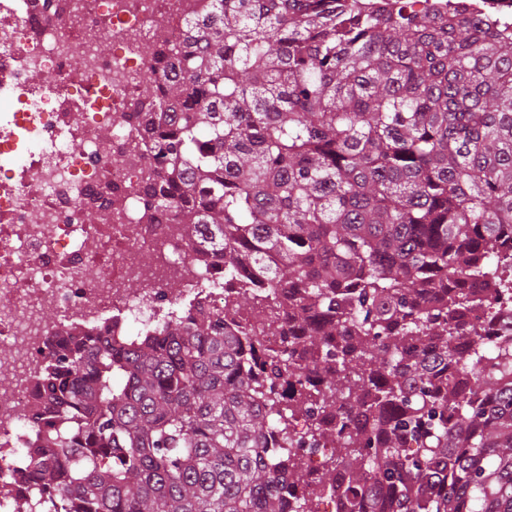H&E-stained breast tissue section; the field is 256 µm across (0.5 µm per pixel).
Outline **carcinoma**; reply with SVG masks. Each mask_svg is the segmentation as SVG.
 I'll list each match as a JSON object with an SVG mask.
<instances>
[{
    "label": "carcinoma",
    "instance_id": "cac0c4a2",
    "mask_svg": "<svg viewBox=\"0 0 512 512\" xmlns=\"http://www.w3.org/2000/svg\"><path fill=\"white\" fill-rule=\"evenodd\" d=\"M447 2L206 0L152 45L142 218L174 212L250 320L59 337L17 512H311L324 440L340 512H512V318L481 325L512 302V18ZM284 317L263 384L246 341Z\"/></svg>",
    "mask_w": 512,
    "mask_h": 512
}]
</instances>
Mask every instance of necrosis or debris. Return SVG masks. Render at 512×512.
Masks as SVG:
<instances>
[{
	"mask_svg": "<svg viewBox=\"0 0 512 512\" xmlns=\"http://www.w3.org/2000/svg\"><path fill=\"white\" fill-rule=\"evenodd\" d=\"M202 8L201 0H0V512H15L29 490L19 449L56 338L107 324L125 335L169 313L166 303L131 296L129 278L150 295L180 280L198 310L245 321L234 303L239 281L225 279L211 256L184 261L183 227L169 214L138 223L129 190L145 164L125 119L147 65L141 46L160 36L182 41L183 14ZM104 29L112 34L108 53L95 45ZM78 45L83 63L75 69ZM45 70L56 84H32ZM101 206L111 217L97 223ZM145 250L153 264L143 263ZM92 265L99 273L90 280ZM205 277L224 285L194 289ZM49 309L62 313L61 324L45 322Z\"/></svg>",
	"mask_w": 512,
	"mask_h": 512,
	"instance_id": "necrosis-or-debris-1",
	"label": "necrosis or debris"
}]
</instances>
